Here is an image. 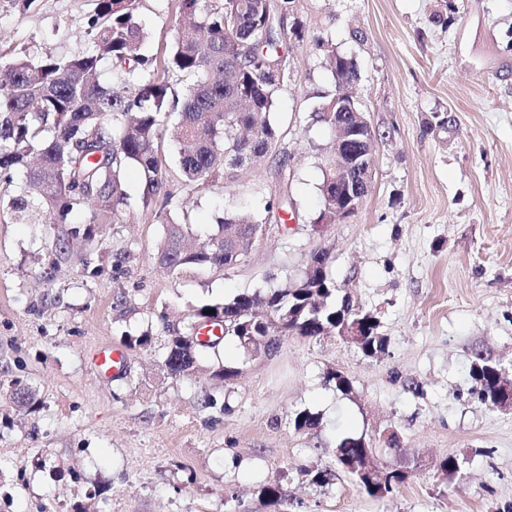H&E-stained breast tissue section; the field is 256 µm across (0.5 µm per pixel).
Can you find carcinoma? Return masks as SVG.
Here are the masks:
<instances>
[{"mask_svg": "<svg viewBox=\"0 0 512 512\" xmlns=\"http://www.w3.org/2000/svg\"><path fill=\"white\" fill-rule=\"evenodd\" d=\"M175 46L158 60L143 52L147 38L138 19L140 0H96L88 21L92 46L77 55L58 56L31 50L13 59L0 80V179L13 183L23 173L9 201L13 212H41L58 221L94 203L118 218L130 206L124 172L143 175L140 205L163 225L155 263L169 273L185 267L230 270L246 260L258 227L281 222L288 199L264 201L263 211L235 202L206 231L202 243L190 218H170L175 200L172 173L159 156L168 139L177 150L180 178L203 185L215 178L237 181L240 171L269 159L279 161L278 173L288 178V157L280 154L279 127L273 111L288 82L287 56L280 48L305 38L294 18V0H176ZM335 89L357 79L353 59L324 48ZM112 62V83L100 80L102 60ZM185 76L192 81L181 85ZM97 217L71 228L86 245L82 263L101 273L91 248ZM323 268L320 279L309 276L302 287L295 280L277 288L243 292L221 302L195 307L190 326H219L217 341L191 345L178 328H168L164 365L173 376L189 375L201 354L231 339L247 352L268 353L280 337L314 338L339 334L344 321L358 320L362 335L350 343L365 355L384 350L378 318L336 298L339 289L328 274L330 255L313 254ZM501 365L482 355L470 366L478 399L487 406L497 397ZM10 398L22 410L37 403L32 386L20 379L8 383ZM368 443L341 441L335 461L369 496L381 498L405 479L404 472L386 469L373 475L354 467L375 455Z\"/></svg>", "mask_w": 512, "mask_h": 512, "instance_id": "cac0c4a2", "label": "carcinoma"}]
</instances>
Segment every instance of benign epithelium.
<instances>
[{
    "label": "benign epithelium",
    "instance_id": "7a95c632",
    "mask_svg": "<svg viewBox=\"0 0 512 512\" xmlns=\"http://www.w3.org/2000/svg\"><path fill=\"white\" fill-rule=\"evenodd\" d=\"M336 108V188L339 197L329 201L323 223L342 218L349 211H357L371 185L375 146L356 137V127L347 119V113L355 111L352 100L336 96L328 108Z\"/></svg>",
    "mask_w": 512,
    "mask_h": 512
}]
</instances>
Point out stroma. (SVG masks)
I'll list each match as a JSON object with an SVG mask.
<instances>
[{
  "mask_svg": "<svg viewBox=\"0 0 512 512\" xmlns=\"http://www.w3.org/2000/svg\"><path fill=\"white\" fill-rule=\"evenodd\" d=\"M295 0L306 39L288 49V84L274 118L290 179L274 162L237 183L176 188L205 232L225 202L258 184L287 196L294 215L266 225L248 260L226 271L167 274L153 255L163 228L142 214V177L128 169L133 203L99 222L101 274L81 263L69 225L30 224L0 210V380L20 378L36 412L0 389V512H274L260 495L279 483L301 512H512V411L472 389L476 355L512 377V0ZM96 0H0V63L38 49L85 51ZM174 0H141L145 49L167 57ZM322 38L352 58V90L376 134L373 177L354 216L322 226L319 154L331 143L315 112L334 83ZM331 255L330 276L377 316L385 349L366 356L335 335L288 336L253 356L233 341L204 353L189 376L168 374L166 325L188 328L193 307L299 278L310 254ZM125 371L103 378L90 352L125 349ZM237 367L229 382L210 377ZM344 374L349 393L328 384ZM228 411L203 410V395ZM307 410L315 428L295 430ZM365 436L379 466L406 472L384 498L344 473L324 486L337 443ZM394 448H387L389 437ZM454 456L450 479L436 474Z\"/></svg>",
  "mask_w": 512,
  "mask_h": 512,
  "instance_id": "1",
  "label": "stroma"
}]
</instances>
